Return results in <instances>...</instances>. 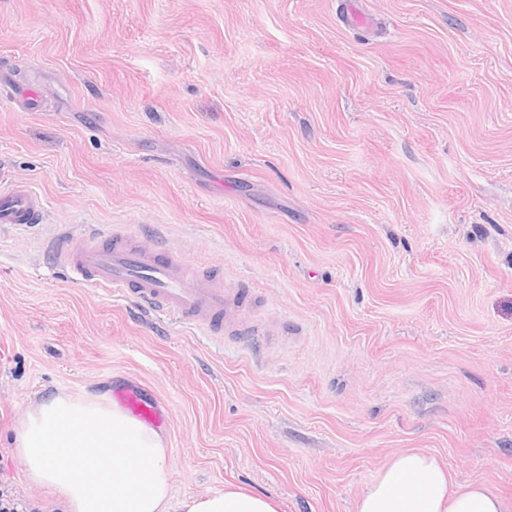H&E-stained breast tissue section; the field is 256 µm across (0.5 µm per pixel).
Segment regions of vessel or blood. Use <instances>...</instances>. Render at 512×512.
<instances>
[{"label":"vessel or blood","instance_id":"vessel-or-blood-1","mask_svg":"<svg viewBox=\"0 0 512 512\" xmlns=\"http://www.w3.org/2000/svg\"><path fill=\"white\" fill-rule=\"evenodd\" d=\"M43 207L32 188L19 186L0 194V224L37 223ZM56 266L65 268L79 284L95 286L108 295H120L162 318L200 328L206 335L257 337L248 321L228 322L231 313L247 306V295L223 283L200 287L193 262L172 249L137 248L124 227L106 233L59 232L48 246ZM113 398L132 417L160 426L166 412L160 401L137 384L114 390Z\"/></svg>","mask_w":512,"mask_h":512}]
</instances>
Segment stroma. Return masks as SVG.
I'll return each instance as SVG.
<instances>
[{
	"mask_svg": "<svg viewBox=\"0 0 512 512\" xmlns=\"http://www.w3.org/2000/svg\"><path fill=\"white\" fill-rule=\"evenodd\" d=\"M369 18L348 24L346 9ZM0 481L49 393L167 407L173 495L354 512L396 452L512 506V0H0ZM125 226L252 297L250 344L52 267ZM43 207L41 196L29 186L0 194V224H36ZM112 397L132 417L148 425L162 426L166 422V412L161 402L145 393L137 384L126 385L112 392Z\"/></svg>",
	"mask_w": 512,
	"mask_h": 512,
	"instance_id": "stroma-1",
	"label": "stroma"
}]
</instances>
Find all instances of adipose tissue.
<instances>
[{
  "mask_svg": "<svg viewBox=\"0 0 512 512\" xmlns=\"http://www.w3.org/2000/svg\"><path fill=\"white\" fill-rule=\"evenodd\" d=\"M120 456H113L112 448ZM15 451L28 478L53 490L62 512H276L239 488L173 501L163 438L104 398L49 395L25 413ZM69 463H60V456ZM355 512H512L485 483L459 484L429 450L396 453Z\"/></svg>",
  "mask_w": 512,
  "mask_h": 512,
  "instance_id": "ef3b65f1",
  "label": "adipose tissue"
}]
</instances>
